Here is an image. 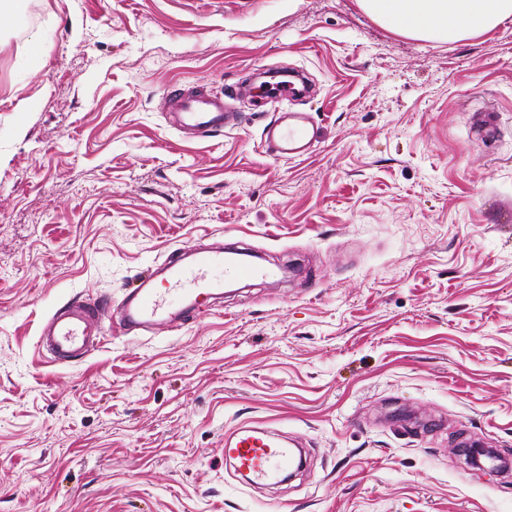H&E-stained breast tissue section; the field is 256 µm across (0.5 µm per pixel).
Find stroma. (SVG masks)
<instances>
[{
  "label": "stroma",
  "instance_id": "stroma-1",
  "mask_svg": "<svg viewBox=\"0 0 512 512\" xmlns=\"http://www.w3.org/2000/svg\"><path fill=\"white\" fill-rule=\"evenodd\" d=\"M303 73L251 102V74ZM175 86L237 117L192 137ZM308 113L310 154L264 131ZM254 280L68 365L54 310L201 243ZM304 442L247 484L224 438ZM512 22L453 42L359 0H15L0 21V512H512Z\"/></svg>",
  "mask_w": 512,
  "mask_h": 512
}]
</instances>
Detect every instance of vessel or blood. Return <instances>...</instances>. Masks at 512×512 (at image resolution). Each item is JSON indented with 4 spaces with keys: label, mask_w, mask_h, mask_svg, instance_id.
<instances>
[{
    "label": "vessel or blood",
    "mask_w": 512,
    "mask_h": 512,
    "mask_svg": "<svg viewBox=\"0 0 512 512\" xmlns=\"http://www.w3.org/2000/svg\"><path fill=\"white\" fill-rule=\"evenodd\" d=\"M166 101L179 127L201 135L225 128L234 119L219 97L170 94ZM310 125L306 113H281L267 129L268 151L280 158L308 155L314 136ZM267 275L264 267L247 259L245 251L199 248L188 260L169 259L155 266L137 285L125 289L119 302L74 301L56 309L40 330L39 344L55 362L67 364L98 348L113 317H120L124 332L142 325L165 331L185 318L189 309L208 306L225 279L250 281ZM225 447L237 471L256 484L279 480L299 464L288 441L248 427L229 434Z\"/></svg>",
    "instance_id": "obj_1"
}]
</instances>
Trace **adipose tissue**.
<instances>
[{
    "label": "adipose tissue",
    "instance_id": "1",
    "mask_svg": "<svg viewBox=\"0 0 512 512\" xmlns=\"http://www.w3.org/2000/svg\"><path fill=\"white\" fill-rule=\"evenodd\" d=\"M389 29L415 38L456 41L512 21V0H359Z\"/></svg>",
    "mask_w": 512,
    "mask_h": 512
}]
</instances>
